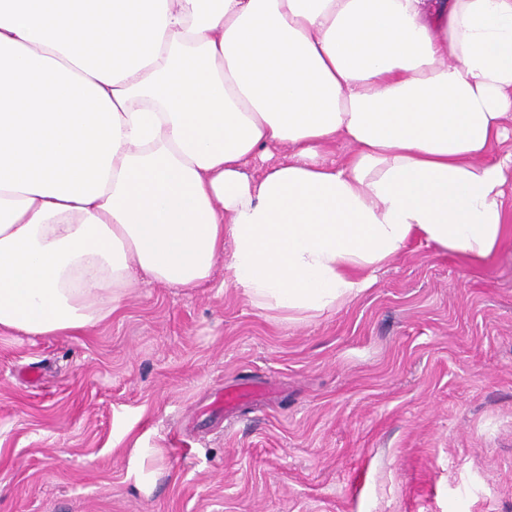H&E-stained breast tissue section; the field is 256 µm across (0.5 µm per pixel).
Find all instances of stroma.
I'll use <instances>...</instances> for the list:
<instances>
[{"instance_id": "stroma-1", "label": "stroma", "mask_w": 512, "mask_h": 512, "mask_svg": "<svg viewBox=\"0 0 512 512\" xmlns=\"http://www.w3.org/2000/svg\"><path fill=\"white\" fill-rule=\"evenodd\" d=\"M224 280L0 335V512H512V234L474 263L411 242L297 324ZM265 388L258 383L243 384L233 388H225L216 403L224 408V413L234 410L245 400L256 399L262 396Z\"/></svg>"}]
</instances>
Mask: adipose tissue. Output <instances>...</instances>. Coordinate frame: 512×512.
<instances>
[{
	"mask_svg": "<svg viewBox=\"0 0 512 512\" xmlns=\"http://www.w3.org/2000/svg\"><path fill=\"white\" fill-rule=\"evenodd\" d=\"M509 119L512 0H0V334L219 261L295 324L413 237L488 258Z\"/></svg>",
	"mask_w": 512,
	"mask_h": 512,
	"instance_id": "obj_1",
	"label": "adipose tissue"
}]
</instances>
